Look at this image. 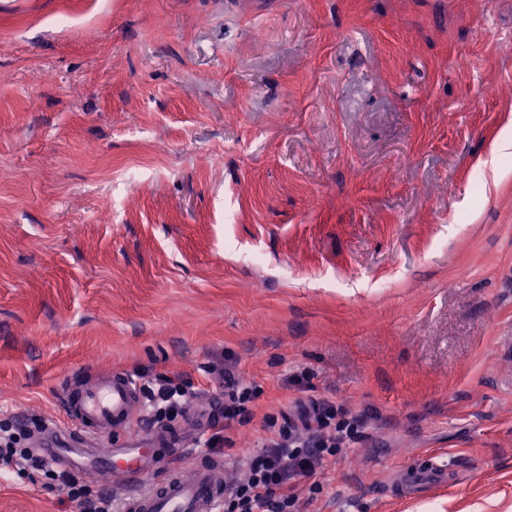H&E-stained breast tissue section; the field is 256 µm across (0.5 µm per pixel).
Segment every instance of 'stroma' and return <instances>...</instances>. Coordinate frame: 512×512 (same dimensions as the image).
I'll list each match as a JSON object with an SVG mask.
<instances>
[{
  "label": "stroma",
  "instance_id": "stroma-1",
  "mask_svg": "<svg viewBox=\"0 0 512 512\" xmlns=\"http://www.w3.org/2000/svg\"><path fill=\"white\" fill-rule=\"evenodd\" d=\"M0 0V420L72 370L367 412L307 512H512V0ZM433 451L452 482L400 500ZM0 512H77L0 469Z\"/></svg>",
  "mask_w": 512,
  "mask_h": 512
}]
</instances>
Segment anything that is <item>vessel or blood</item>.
Wrapping results in <instances>:
<instances>
[{
	"label": "vessel or blood",
	"mask_w": 512,
	"mask_h": 512,
	"mask_svg": "<svg viewBox=\"0 0 512 512\" xmlns=\"http://www.w3.org/2000/svg\"><path fill=\"white\" fill-rule=\"evenodd\" d=\"M56 392L65 420L47 424L35 438L42 458L110 479L122 496V512H220L227 480L223 457H186L166 472L158 470L157 449L206 433L208 417L203 411H192L181 428L157 427L140 436L132 427L142 416L141 398L127 373L72 372L62 378ZM119 431L125 440L111 444L113 433ZM427 472L436 482L448 479L447 471L430 460L423 469L404 472L395 493H420Z\"/></svg>",
	"instance_id": "vessel-or-blood-1"
}]
</instances>
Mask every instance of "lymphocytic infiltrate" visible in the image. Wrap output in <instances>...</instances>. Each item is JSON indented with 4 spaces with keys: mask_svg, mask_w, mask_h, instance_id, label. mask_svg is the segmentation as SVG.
I'll return each mask as SVG.
<instances>
[{
    "mask_svg": "<svg viewBox=\"0 0 512 512\" xmlns=\"http://www.w3.org/2000/svg\"><path fill=\"white\" fill-rule=\"evenodd\" d=\"M224 366V403L216 409L224 424L213 427L203 442L241 472L224 485V512H304L321 491L315 475L364 439V415L349 412L329 396L312 394L307 376H297L294 412L266 417L253 447H236L232 432L248 422L261 392L235 378L232 361ZM141 391L148 425L169 426L185 416L193 386L182 375L156 373L145 377ZM21 440L11 427L0 428L1 466L29 468L58 481L78 512H113L110 495H90L80 478L49 466Z\"/></svg>",
    "mask_w": 512,
    "mask_h": 512,
    "instance_id": "f902f5d3",
    "label": "lymphocytic infiltrate"
}]
</instances>
